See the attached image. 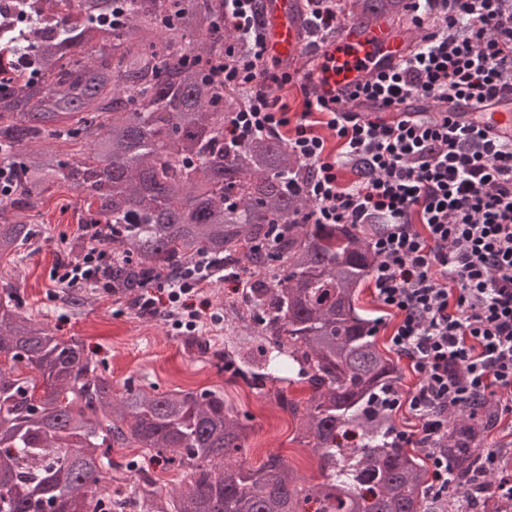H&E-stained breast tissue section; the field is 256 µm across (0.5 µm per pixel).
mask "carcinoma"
Instances as JSON below:
<instances>
[{
  "label": "carcinoma",
  "mask_w": 512,
  "mask_h": 512,
  "mask_svg": "<svg viewBox=\"0 0 512 512\" xmlns=\"http://www.w3.org/2000/svg\"><path fill=\"white\" fill-rule=\"evenodd\" d=\"M27 23L0 26V163L9 193L0 198V258L18 259L34 236L27 212L62 184L80 193L79 245L112 248V292L142 291L175 279L203 256L216 274L248 273L249 322L243 344H267L254 382L305 383L302 442L317 452L322 481L301 480L270 453L256 470L240 460L249 427L219 391L118 393L78 340L55 336L27 315L19 287L0 284V512L67 509L109 512H455L456 493H429L425 451L392 436L386 398L398 367L377 347L356 292L375 262L369 240L381 224H313L305 188L313 176L281 136L240 146L224 142V118L237 103L213 78L224 62V0H124L108 26V0H79L52 35L18 2ZM341 11L369 25H409L405 0H347ZM20 54L42 73L30 83ZM79 144L70 155L63 144ZM288 370L279 377L273 371ZM478 398L448 412L436 442L457 474L475 482L492 512L504 505L482 472ZM114 448L184 473L172 491L144 474L132 483Z\"/></svg>",
  "instance_id": "cac0c4a2"
}]
</instances>
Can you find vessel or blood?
Listing matches in <instances>:
<instances>
[{"instance_id":"obj_1","label":"vessel or blood","mask_w":512,"mask_h":512,"mask_svg":"<svg viewBox=\"0 0 512 512\" xmlns=\"http://www.w3.org/2000/svg\"><path fill=\"white\" fill-rule=\"evenodd\" d=\"M263 34L267 54L286 69H294L306 50V29L295 0H265ZM417 38L382 19L366 26L347 20L342 33L316 52L307 81L314 97L332 110L344 109L348 90L364 84L379 72L394 68L416 50ZM459 124L479 122L491 133L512 137V99L495 98L487 106L452 108Z\"/></svg>"}]
</instances>
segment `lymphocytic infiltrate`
<instances>
[{"label":"lymphocytic infiltrate","mask_w":512,"mask_h":512,"mask_svg":"<svg viewBox=\"0 0 512 512\" xmlns=\"http://www.w3.org/2000/svg\"><path fill=\"white\" fill-rule=\"evenodd\" d=\"M256 0H224V21L251 49L225 52L216 69L225 88H245L243 108L224 126L226 142L286 131L288 147L314 175L307 195L316 224L386 229L370 241L376 257L373 296L397 322L391 349L419 375L414 392H392L391 410L418 420L397 431L407 447L425 449L436 497L458 480L436 449L448 433V411L471 400L512 401V141L448 116V103L477 105L512 96V0H409L419 47L348 96L353 109L334 112L304 98L290 112L266 84L268 56ZM369 107L359 118V107ZM333 132L337 152L323 130ZM364 164L357 179L345 169ZM105 253L86 245L60 282L99 288ZM208 273L197 260L169 283L164 312L175 329L195 331L203 317L191 300Z\"/></svg>","instance_id":"1"}]
</instances>
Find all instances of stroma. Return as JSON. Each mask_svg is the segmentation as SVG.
<instances>
[{"label": "stroma", "mask_w": 512, "mask_h": 512, "mask_svg": "<svg viewBox=\"0 0 512 512\" xmlns=\"http://www.w3.org/2000/svg\"><path fill=\"white\" fill-rule=\"evenodd\" d=\"M78 201L66 187L52 189L42 207L47 221L35 225L24 259H0V276L19 284L26 310L44 320L56 336L78 339L94 351L115 387L128 383L152 393L177 388L221 391L251 428L245 454L250 466H259L267 454L277 453L303 479L316 480L318 460L312 449L296 440L299 417L278 405L273 383L257 387L235 374L224 362L223 341L211 334L214 318L224 317L226 328L235 325L236 313L244 306L247 274L203 285L198 299L211 317L200 324L198 334L210 347L206 353L189 347L187 335L173 330L164 317L142 312L128 299L96 290L72 305L68 289L55 282L53 272L79 252Z\"/></svg>", "instance_id": "obj_1"}]
</instances>
